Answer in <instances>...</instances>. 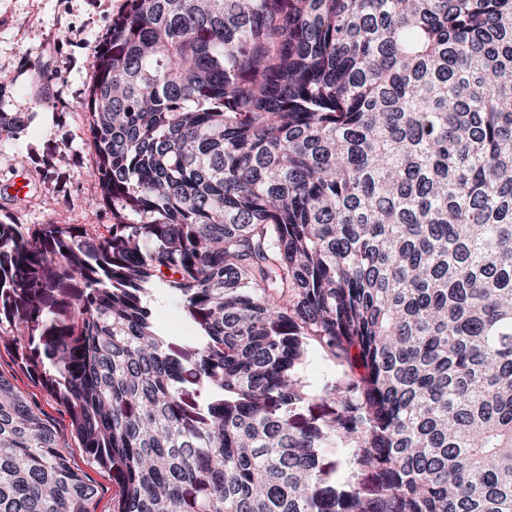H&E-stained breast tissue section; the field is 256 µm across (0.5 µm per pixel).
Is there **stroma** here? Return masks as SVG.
Segmentation results:
<instances>
[{
    "label": "stroma",
    "mask_w": 512,
    "mask_h": 512,
    "mask_svg": "<svg viewBox=\"0 0 512 512\" xmlns=\"http://www.w3.org/2000/svg\"><path fill=\"white\" fill-rule=\"evenodd\" d=\"M125 0H0V108L31 116L26 137L0 142V222L82 224L102 229L110 209L86 171L95 153L79 104L94 72L95 51ZM149 301L165 335L191 342L193 330L174 301L152 291ZM0 375L54 425L72 467L98 488L90 512H112L121 487L85 452L64 407L0 345Z\"/></svg>",
    "instance_id": "35a3bbf8"
}]
</instances>
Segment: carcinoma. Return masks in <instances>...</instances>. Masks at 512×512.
<instances>
[{
	"label": "carcinoma",
	"instance_id": "cac0c4a2",
	"mask_svg": "<svg viewBox=\"0 0 512 512\" xmlns=\"http://www.w3.org/2000/svg\"><path fill=\"white\" fill-rule=\"evenodd\" d=\"M81 106L113 222H0V340L114 512H512V0H127ZM96 493L0 375V512ZM148 300L165 335L172 336L185 343L192 341L194 331L187 325L184 316L168 295L160 290L152 289ZM0 374L9 379L54 425L60 444L67 452L72 467L98 488L97 496L89 505L91 512H112V500L121 494V486L112 475L92 460L75 435L64 407L42 386L34 381L25 368L16 361L11 350L0 344ZM341 370L342 367L337 364L336 359L322 349L315 348L303 369V376L311 385L321 386Z\"/></svg>",
	"mask_w": 512,
	"mask_h": 512
}]
</instances>
